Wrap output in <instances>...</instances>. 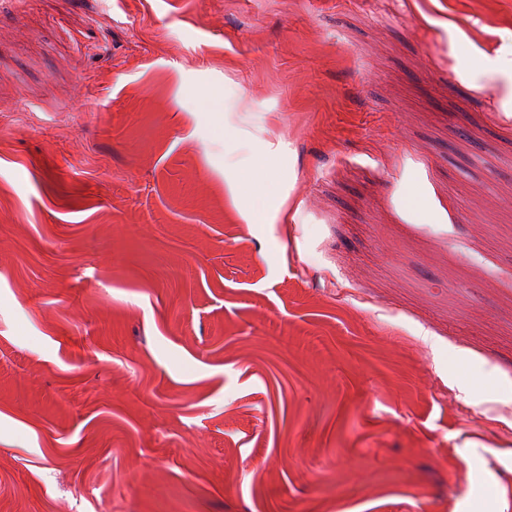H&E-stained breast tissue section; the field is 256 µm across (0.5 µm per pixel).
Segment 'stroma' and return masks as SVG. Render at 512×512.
I'll return each instance as SVG.
<instances>
[{"instance_id": "obj_1", "label": "stroma", "mask_w": 512, "mask_h": 512, "mask_svg": "<svg viewBox=\"0 0 512 512\" xmlns=\"http://www.w3.org/2000/svg\"><path fill=\"white\" fill-rule=\"evenodd\" d=\"M0 512H512V0H0ZM249 204L243 209V218L250 224H272L287 207L288 196L272 184L247 182Z\"/></svg>"}]
</instances>
